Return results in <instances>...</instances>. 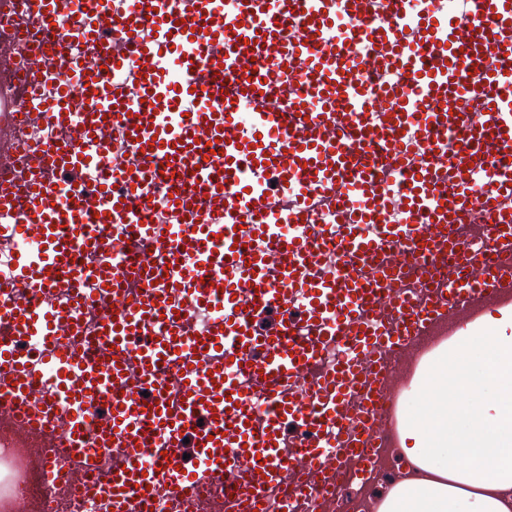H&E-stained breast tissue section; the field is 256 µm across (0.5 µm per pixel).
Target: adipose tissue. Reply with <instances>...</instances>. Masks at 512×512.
I'll return each mask as SVG.
<instances>
[{
    "instance_id": "obj_1",
    "label": "adipose tissue",
    "mask_w": 512,
    "mask_h": 512,
    "mask_svg": "<svg viewBox=\"0 0 512 512\" xmlns=\"http://www.w3.org/2000/svg\"><path fill=\"white\" fill-rule=\"evenodd\" d=\"M495 336H458L434 376L460 392L453 409L418 383L415 431L395 449V474L373 492L376 512H512V317Z\"/></svg>"
}]
</instances>
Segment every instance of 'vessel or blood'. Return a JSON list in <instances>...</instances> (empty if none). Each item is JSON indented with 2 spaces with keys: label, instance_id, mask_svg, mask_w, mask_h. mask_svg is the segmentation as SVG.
I'll return each instance as SVG.
<instances>
[{
  "label": "vessel or blood",
  "instance_id": "1",
  "mask_svg": "<svg viewBox=\"0 0 512 512\" xmlns=\"http://www.w3.org/2000/svg\"><path fill=\"white\" fill-rule=\"evenodd\" d=\"M0 259L73 512H340L512 315V0H0Z\"/></svg>",
  "mask_w": 512,
  "mask_h": 512
}]
</instances>
